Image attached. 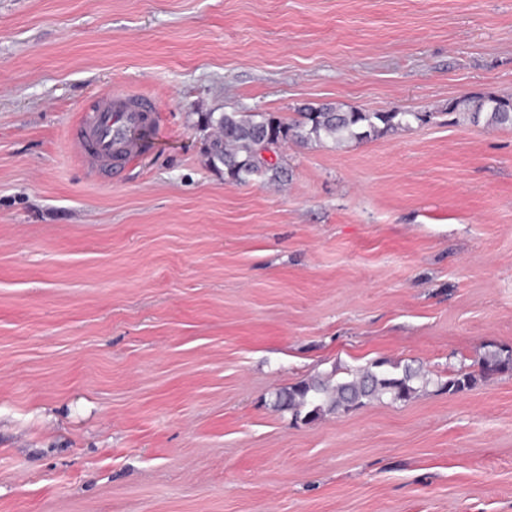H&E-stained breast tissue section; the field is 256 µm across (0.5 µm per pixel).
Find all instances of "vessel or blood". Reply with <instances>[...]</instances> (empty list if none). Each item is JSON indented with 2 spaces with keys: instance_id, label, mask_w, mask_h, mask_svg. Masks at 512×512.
<instances>
[{
  "instance_id": "1",
  "label": "vessel or blood",
  "mask_w": 512,
  "mask_h": 512,
  "mask_svg": "<svg viewBox=\"0 0 512 512\" xmlns=\"http://www.w3.org/2000/svg\"><path fill=\"white\" fill-rule=\"evenodd\" d=\"M152 102L138 92L121 90L101 98L74 138L87 164L112 165L115 157L142 148L138 134L151 128Z\"/></svg>"
}]
</instances>
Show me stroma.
Wrapping results in <instances>:
<instances>
[{
    "label": "stroma",
    "instance_id": "obj_1",
    "mask_svg": "<svg viewBox=\"0 0 512 512\" xmlns=\"http://www.w3.org/2000/svg\"><path fill=\"white\" fill-rule=\"evenodd\" d=\"M155 98L91 173L70 131ZM512 0H0V512H512ZM430 113L236 183L203 112ZM428 382L304 423L279 390ZM476 386L449 394L458 369ZM448 115L462 118L472 123L484 120L487 125L512 128V97L462 96L449 100Z\"/></svg>",
    "mask_w": 512,
    "mask_h": 512
}]
</instances>
